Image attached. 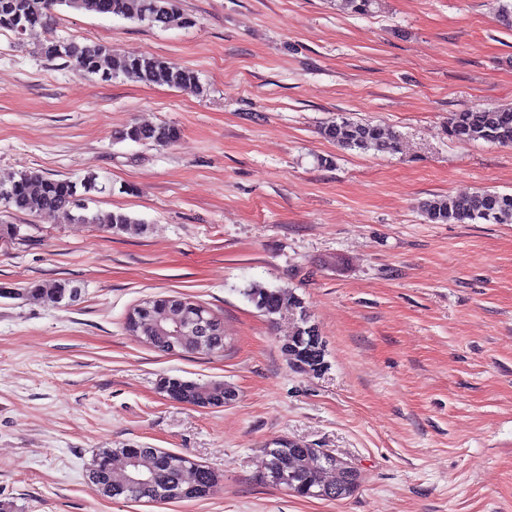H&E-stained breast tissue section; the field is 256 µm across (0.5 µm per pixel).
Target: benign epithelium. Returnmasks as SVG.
Returning <instances> with one entry per match:
<instances>
[{"label": "benign epithelium", "instance_id": "1", "mask_svg": "<svg viewBox=\"0 0 512 512\" xmlns=\"http://www.w3.org/2000/svg\"><path fill=\"white\" fill-rule=\"evenodd\" d=\"M150 303L146 302L131 309L126 316V328L135 336L141 335L148 318L146 314ZM172 313L157 317L154 319L156 332H164L166 328L161 325V321L173 318L174 330L171 335V352H177V349L187 343L202 348L207 343L210 336H217L224 331L221 322L214 314L195 303L187 297H175L171 302ZM322 490L321 493L336 492V497H341V492L347 487L345 484V475L354 474V468L345 465V463L332 460L327 463L320 471Z\"/></svg>", "mask_w": 512, "mask_h": 512}]
</instances>
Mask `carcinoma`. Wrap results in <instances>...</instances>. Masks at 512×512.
<instances>
[{"mask_svg": "<svg viewBox=\"0 0 512 512\" xmlns=\"http://www.w3.org/2000/svg\"><path fill=\"white\" fill-rule=\"evenodd\" d=\"M101 16L146 23L164 28L174 20L191 27L195 21L180 15L176 0H0V31L18 36L31 35L47 27L54 6ZM48 60L63 59L80 73L96 75L108 82L120 76L148 84L167 85L183 90H200L197 74L153 55L127 56L101 44L79 43L74 39L47 38L37 47ZM448 136L461 141L512 145V106L475 108L454 112L448 118ZM320 134L344 150L374 151L396 154L401 150L399 136L372 122L343 118L320 129ZM179 136L177 128L161 125H137L126 128L120 139L134 143L167 146ZM0 206L23 213L52 211L62 213L73 222L92 224L103 232L118 233L140 220L124 212L86 213L93 193L106 190L93 174L77 184L66 178H52L36 171L21 170L0 174ZM422 213L430 223L498 224L512 217V194L481 189L461 196H436L422 203ZM28 293L52 305L74 300L78 288L66 281L37 282ZM246 295L254 306L268 317L291 313L297 326L285 344L288 356L301 370L318 371L324 367V354L319 332L301 298L280 288H251ZM158 389L167 397L202 407H222L224 385L198 383L180 377H163ZM121 455L125 469L112 468V458ZM266 481L286 488L302 497H318L316 470L332 457L321 448H290L277 442L266 449ZM136 471L152 478V483L133 495L123 486L124 477ZM109 473L110 491L102 495L131 502L174 503L200 500L217 491L218 476L190 458L159 448H105L92 458L89 474Z\"/></svg>", "mask_w": 512, "mask_h": 512, "instance_id": "carcinoma-1", "label": "carcinoma"}]
</instances>
